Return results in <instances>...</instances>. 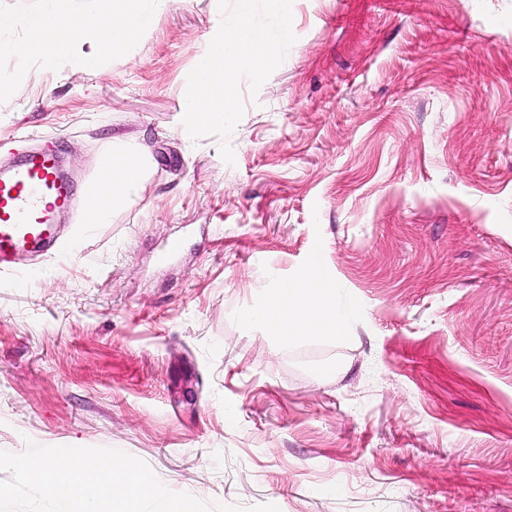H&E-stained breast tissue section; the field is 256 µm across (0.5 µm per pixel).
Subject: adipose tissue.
<instances>
[{"label":"adipose tissue","instance_id":"ef3b65f1","mask_svg":"<svg viewBox=\"0 0 512 512\" xmlns=\"http://www.w3.org/2000/svg\"><path fill=\"white\" fill-rule=\"evenodd\" d=\"M73 2L51 0V8L34 17L0 13V28L25 26L24 49L43 65L54 66L69 56L93 69L99 65L100 54H124L149 27L141 0H97L87 10L75 9ZM143 178V165L136 154L123 144H114L89 192L94 205L85 215L86 223H103L114 206L136 199ZM242 320L261 325L270 337L287 342L334 335L340 323L334 288L322 276L312 274L272 289L262 308L244 313Z\"/></svg>","mask_w":512,"mask_h":512}]
</instances>
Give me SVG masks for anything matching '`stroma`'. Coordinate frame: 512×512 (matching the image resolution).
Returning <instances> with one entry per match:
<instances>
[{
  "label": "stroma",
  "instance_id": "1",
  "mask_svg": "<svg viewBox=\"0 0 512 512\" xmlns=\"http://www.w3.org/2000/svg\"><path fill=\"white\" fill-rule=\"evenodd\" d=\"M220 22L169 0L94 70L0 29V163L60 140L86 189L113 142L145 163L0 273V449L115 448L280 512H512V0H293L231 165L178 132ZM312 268L335 336L242 321ZM143 178V165L136 154L121 143L114 144L112 152L101 163L96 182L87 194L94 201V206L85 214L84 223H103L114 206L136 199Z\"/></svg>",
  "mask_w": 512,
  "mask_h": 512
}]
</instances>
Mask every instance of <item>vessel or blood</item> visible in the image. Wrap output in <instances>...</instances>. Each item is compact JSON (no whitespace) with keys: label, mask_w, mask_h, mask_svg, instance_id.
<instances>
[{"label":"vessel or blood","mask_w":512,"mask_h":512,"mask_svg":"<svg viewBox=\"0 0 512 512\" xmlns=\"http://www.w3.org/2000/svg\"><path fill=\"white\" fill-rule=\"evenodd\" d=\"M79 198L61 144L26 151L0 169V271L11 269L21 252L56 250L59 221Z\"/></svg>","instance_id":"1"}]
</instances>
